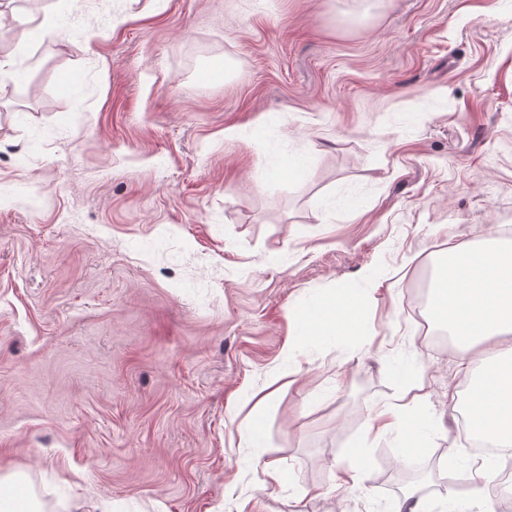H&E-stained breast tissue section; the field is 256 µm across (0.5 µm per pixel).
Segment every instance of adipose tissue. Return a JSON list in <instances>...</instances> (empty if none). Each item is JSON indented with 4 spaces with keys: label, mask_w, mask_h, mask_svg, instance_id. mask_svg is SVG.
<instances>
[{
    "label": "adipose tissue",
    "mask_w": 512,
    "mask_h": 512,
    "mask_svg": "<svg viewBox=\"0 0 512 512\" xmlns=\"http://www.w3.org/2000/svg\"><path fill=\"white\" fill-rule=\"evenodd\" d=\"M448 267L435 289L432 313L453 336L467 382L474 435L512 446V246L487 237L478 245L448 248ZM356 302L332 295L302 316L305 328L353 335Z\"/></svg>",
    "instance_id": "adipose-tissue-1"
}]
</instances>
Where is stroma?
I'll list each match as a JSON object with an SVG mask.
<instances>
[{
  "label": "stroma",
  "mask_w": 512,
  "mask_h": 512,
  "mask_svg": "<svg viewBox=\"0 0 512 512\" xmlns=\"http://www.w3.org/2000/svg\"><path fill=\"white\" fill-rule=\"evenodd\" d=\"M508 230L512 0H0V479L34 512H405L409 450L448 512L458 349L410 295ZM348 288L356 335L299 332ZM398 364L427 399L369 435Z\"/></svg>",
  "instance_id": "1"
}]
</instances>
